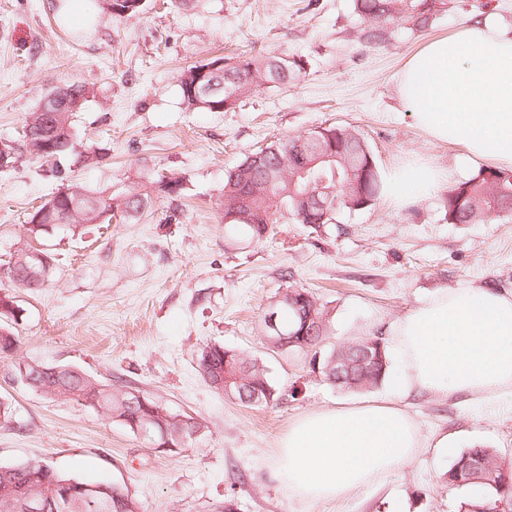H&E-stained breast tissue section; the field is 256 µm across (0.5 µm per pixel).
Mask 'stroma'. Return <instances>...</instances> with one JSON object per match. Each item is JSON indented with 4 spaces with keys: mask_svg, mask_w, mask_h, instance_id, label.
<instances>
[{
    "mask_svg": "<svg viewBox=\"0 0 512 512\" xmlns=\"http://www.w3.org/2000/svg\"><path fill=\"white\" fill-rule=\"evenodd\" d=\"M54 0H0V138L18 136L55 86H84L76 156L53 164L22 155L0 171V266L26 241L33 205L70 183L124 193L163 174L182 180L178 200H155L140 220L113 219L41 242L57 263L49 283L15 289L18 354L75 366L120 383L203 424L201 437L170 455L97 410L50 399L17 383L0 359V397L15 422L0 425V465L31 458L93 482L126 485L148 512H460L484 486L448 485L446 471L474 445L512 464V399H407L428 446L387 480L348 499L307 504L274 478L278 443L314 409L383 398L386 384L350 391L309 368L306 352L281 354L264 340L263 316L289 288L311 291L330 311L319 349L383 334L442 288L512 291V218L451 224L439 194L405 206L381 199L339 212L320 231L284 215L268 238L230 239L218 209L224 174L245 155L318 126L355 127L384 174L436 164L456 183L477 172L460 146L432 142L399 100L396 78L426 41L490 11L512 26V0H448L432 28L371 46L359 38L352 0H145L140 18L99 12L79 36ZM299 57L306 68L224 112L182 103L184 69L215 54ZM221 344L264 362L278 398L248 407L205 381L199 354ZM447 438L438 451L439 438Z\"/></svg>",
    "mask_w": 512,
    "mask_h": 512,
    "instance_id": "35a3bbf8",
    "label": "stroma"
}]
</instances>
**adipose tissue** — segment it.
Listing matches in <instances>:
<instances>
[{
    "instance_id": "obj_1",
    "label": "adipose tissue",
    "mask_w": 512,
    "mask_h": 512,
    "mask_svg": "<svg viewBox=\"0 0 512 512\" xmlns=\"http://www.w3.org/2000/svg\"><path fill=\"white\" fill-rule=\"evenodd\" d=\"M396 85L432 141L512 168V31L494 13L427 41ZM447 180L432 165L405 168L391 178L390 200L410 203ZM388 342L398 368L392 399L307 412L281 439L275 477L290 496L347 499L410 463L425 437L408 398L512 395V292L440 289L389 327Z\"/></svg>"
}]
</instances>
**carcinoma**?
Segmentation results:
<instances>
[{"label": "carcinoma", "instance_id": "cac0c4a2", "mask_svg": "<svg viewBox=\"0 0 512 512\" xmlns=\"http://www.w3.org/2000/svg\"><path fill=\"white\" fill-rule=\"evenodd\" d=\"M448 0H353L354 12L362 20L360 39L369 45L388 42L400 30L423 31L447 11ZM116 17L131 19L143 12L142 0H121ZM194 65L180 76L183 103L189 109L218 111L223 100L232 99L231 107L251 97L262 86L282 83L302 74L301 58L226 57L224 68L210 74L209 80L223 86L224 98L205 95L194 86ZM59 91L49 93L39 109L27 120L20 144L6 145L8 153L0 170L14 167L27 153L46 162L56 161L74 147L75 118L85 104L73 108ZM330 155L332 160L319 161ZM385 179L373 150L352 126H328L310 139L301 134L275 142L247 156L224 174V188L219 207L231 235L249 240H263L266 226L278 223L283 213H291L300 224L318 230L336 221L342 210L367 209L380 197ZM180 180L160 176L146 183H133L120 199L112 189H94L70 184L58 190L28 216V235L36 240L60 228L77 229L84 224H108L120 213L123 220L142 216L152 204V196L173 199L181 196ZM247 194L246 209L240 210L241 194ZM444 217L450 224H485L512 214V171L482 168L469 178L448 187L440 194ZM49 265L43 279H9L10 287L0 294L11 299L12 288L37 290L44 287L53 273L55 259L46 254ZM302 299L301 305L278 303V324L285 342L280 352L310 351L326 335L329 311L302 288H288L283 293ZM16 315L0 312V358L14 359L16 376L26 374L28 388L64 401H73L123 423L130 431L154 448L169 438L179 450L193 444L203 430L202 423L188 414L169 411L158 401L135 398V390L106 384L76 368L52 367L17 356L20 338L8 323ZM199 365L209 385L225 398L244 406H263L278 398L266 366L248 359L240 352L222 345L206 346ZM310 369L340 388L363 391L383 382L389 372L388 345L373 335L339 346L326 355L312 356ZM69 482L70 498L55 496L53 480ZM448 485L465 487L480 483L487 495L467 504L466 512H512V471L505 468L496 450L473 447L462 452L446 472ZM88 483L59 472L41 459H31L18 466L0 465V512H27L26 502L37 499L44 512H146L143 503L125 485L98 482L97 490H84Z\"/></svg>", "mask_w": 512, "mask_h": 512}]
</instances>
